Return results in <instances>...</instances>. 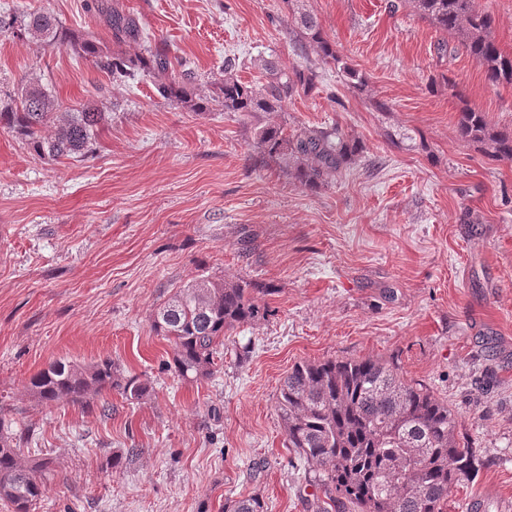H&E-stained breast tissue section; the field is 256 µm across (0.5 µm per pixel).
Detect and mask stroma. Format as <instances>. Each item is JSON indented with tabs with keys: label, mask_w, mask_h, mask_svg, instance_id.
<instances>
[{
	"label": "stroma",
	"mask_w": 512,
	"mask_h": 512,
	"mask_svg": "<svg viewBox=\"0 0 512 512\" xmlns=\"http://www.w3.org/2000/svg\"><path fill=\"white\" fill-rule=\"evenodd\" d=\"M144 44L194 75L187 107L145 77L109 81L67 46L0 35V99L39 78L64 105L93 100L109 122L91 157L48 161L0 127V417L30 458L52 463L36 512H338L287 448L276 397L303 361L372 356L447 402L475 475L443 512H512V163L460 139V102L512 134V87L489 85L412 0H105ZM52 14L111 43L87 0H0V15ZM365 80L299 47L300 18ZM264 83L265 61L316 67L283 112L206 104L226 57ZM341 127L363 152L316 193L276 164L253 166L258 126ZM253 281L266 317L228 332L210 379L178 377L153 328L176 288ZM144 384L93 408L42 404L33 375L103 359Z\"/></svg>",
	"instance_id": "obj_1"
}]
</instances>
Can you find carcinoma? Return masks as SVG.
Wrapping results in <instances>:
<instances>
[{"label":"carcinoma","instance_id":"cac0c4a2","mask_svg":"<svg viewBox=\"0 0 512 512\" xmlns=\"http://www.w3.org/2000/svg\"><path fill=\"white\" fill-rule=\"evenodd\" d=\"M419 16L455 38L481 68L492 86H512V53L498 46L494 19L477 10L473 0H414ZM108 26L117 43L141 39L133 18L115 7L106 8ZM301 27L324 65L344 72L347 85L365 86L359 72L343 62L322 38L315 17L301 18ZM22 34L55 48L70 46L90 58L113 81L135 79L151 83L164 100L192 102L189 72L176 77L168 54L146 50L123 57L100 41L73 34L50 15L28 13L21 21L0 15V32ZM224 62V76L210 82V100L224 112H282L292 97L311 92L319 72L308 67L288 73L272 61L264 63L266 82L248 84ZM65 111L54 135L42 129ZM108 116L93 101L62 109L61 103L32 79L15 102L0 108V126L12 129L37 156L49 161L69 157L80 161L94 152ZM459 136L479 145L492 158L512 162V135L494 129L485 113L463 102L457 111ZM257 159L276 161L299 186L317 191L328 176L338 173L361 151L341 128L301 129L258 127ZM248 282H212L201 278L177 289L158 309L154 330L174 346V371L184 379L206 380L216 372L214 355L227 332L258 319L261 309ZM121 388L140 399L145 388L123 380L112 361L78 365L51 362L30 381L29 391L40 403L71 401L90 404L105 388ZM277 411L288 447L303 458L336 491L342 512H443L450 488L477 471L478 459L457 439L456 419L448 404L420 383L406 381L398 367L374 357L296 364L277 396ZM48 463L25 456L21 442L0 423V501L8 512H34L45 493ZM226 512H263L259 500L231 501Z\"/></svg>","mask_w":512,"mask_h":512}]
</instances>
